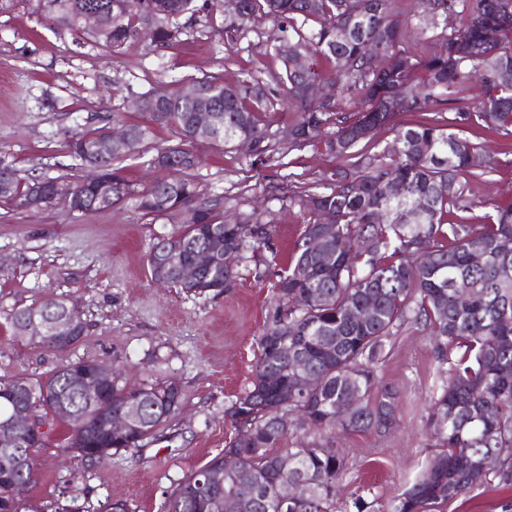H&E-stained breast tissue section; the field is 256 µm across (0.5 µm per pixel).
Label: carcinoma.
I'll return each instance as SVG.
<instances>
[{
	"label": "carcinoma",
	"instance_id": "cac0c4a2",
	"mask_svg": "<svg viewBox=\"0 0 512 512\" xmlns=\"http://www.w3.org/2000/svg\"><path fill=\"white\" fill-rule=\"evenodd\" d=\"M36 2L47 21L67 30L81 27L83 13H99L101 28L89 35L109 59L139 49V32L146 26L153 29L154 46L163 48L183 34L180 18L211 20L198 0ZM422 5L430 27L440 29L439 50L425 39L407 54L397 50L408 25L399 0H224L228 40L266 21L288 22L289 41L275 48L277 88L252 76L233 82L218 74L198 78L213 113L206 131L194 128V105L179 95L180 81L149 89L143 93L141 120L128 124L134 137L123 147L113 146L107 124L68 140L71 157L98 166L93 182L69 172L26 177L0 160V203L17 210L30 209L37 193L41 208L56 206V186L68 184L64 207L73 213L126 206L152 222L167 220L147 254L150 277L195 296H218L232 287L238 268L225 265L224 253L235 251L240 258L246 249L262 248L267 237L259 217L246 223L226 219L224 193L200 188L202 157L195 145L224 149L246 141L256 158L274 151L267 119L283 95L295 109L288 127L292 147L321 143L329 154L349 160V166L318 177L310 190L288 195L309 218L288 271L274 285L251 387L227 408L235 434L221 453L176 486L164 512H336L345 464L336 449L324 445L325 434L392 428L396 393L383 382L379 367L391 339L411 325L429 331L442 376L428 413L436 450L411 486L378 512H445L448 502L493 478L512 486V255L499 251L503 240L512 239V202L494 205L477 224L469 222V181L491 176L497 160L463 135L478 126L512 136V0H422ZM455 12L463 16L459 27H439ZM310 21L316 26H308ZM487 28L493 32L490 40L483 36ZM338 29L348 30L345 40H336ZM322 63L341 72V79L322 78ZM310 82L327 87L324 100L306 95ZM474 82L484 87L477 103L452 108L446 124L430 118L450 101L448 94ZM401 89L406 95L396 112L387 111L386 100ZM345 99L354 103L350 113L339 109ZM397 112L425 120L398 129L393 144L379 152H353ZM162 130L177 141L158 140ZM128 158L148 167L169 163L172 176L163 185L136 183L122 166ZM390 183L400 186V196L386 194ZM415 202L425 209L412 219ZM323 220L333 234L316 257L306 242L323 233ZM347 241L355 244L350 255L342 252ZM476 251L479 262L473 259ZM191 263L199 270L187 284L179 268ZM6 315L21 341L34 319L74 320L78 333L72 342L48 334L38 343L60 353L74 349L87 331L82 313L63 307L50 312L31 304ZM96 367L95 360L77 358L44 378L0 375V420L12 411L14 397L24 394L37 424L46 426L60 417L57 407L64 399L84 420L69 429L60 456L86 460L94 448H110L116 455L139 446L178 409L177 382L158 375L133 383L121 365L103 381L98 403L88 405L72 389L70 375L92 374ZM130 403L137 407L133 426L110 434L102 416ZM299 432L315 438L284 447ZM48 439L47 430L39 442L25 431L19 437L28 458L21 476L31 483L41 468L39 449ZM458 451L472 459L470 468L457 466ZM491 453L499 464L487 470L483 458ZM227 454L237 457V468L224 474V488L209 494L205 474L224 469ZM13 473V458L0 452V512H34L12 501ZM289 481L302 483L303 491L286 502L280 488Z\"/></svg>",
	"mask_w": 512,
	"mask_h": 512
}]
</instances>
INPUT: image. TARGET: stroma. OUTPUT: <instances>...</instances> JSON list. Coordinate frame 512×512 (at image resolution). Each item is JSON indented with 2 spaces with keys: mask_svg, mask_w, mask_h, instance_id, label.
Wrapping results in <instances>:
<instances>
[{
  "mask_svg": "<svg viewBox=\"0 0 512 512\" xmlns=\"http://www.w3.org/2000/svg\"><path fill=\"white\" fill-rule=\"evenodd\" d=\"M280 32L265 23L234 41L223 24L187 27L178 44L105 57L83 31L51 28L22 0L0 14V160L21 172L58 175L69 164L68 131L132 119L135 100L152 85L206 74H246L274 84L271 53ZM292 113L275 114L268 128L276 150L253 160L247 150L198 147L205 163L200 186L223 191L225 209L244 218L260 212L267 241L258 263L240 266L223 294L197 297L151 281L145 253L157 224L128 207L80 216L56 206L41 211L0 205V374L46 376L64 358L125 364L130 376L150 368L176 380L182 397L175 413L140 447L105 462L62 461L57 445L67 425L55 420L39 455L40 476L26 492L37 512L56 504L73 512H101L109 500L130 512H163L177 483L220 453L234 428L224 411L251 385L258 339L273 308V285L287 270L306 215L279 192L283 177L304 188L333 171L338 159L323 144L292 148L282 128ZM469 138L499 161L488 180L469 185L479 217L512 202V137L470 128ZM52 299L82 312L87 334L69 354L18 344L6 313ZM381 373L397 392L398 421L385 433L336 436L345 460L343 485L378 512L401 494L425 466L434 441L427 406L440 386L433 342L423 329L402 330ZM79 470L70 481V470ZM447 512H512V486L498 482L449 503Z\"/></svg>",
  "mask_w": 512,
  "mask_h": 512,
  "instance_id": "1",
  "label": "stroma"
}]
</instances>
